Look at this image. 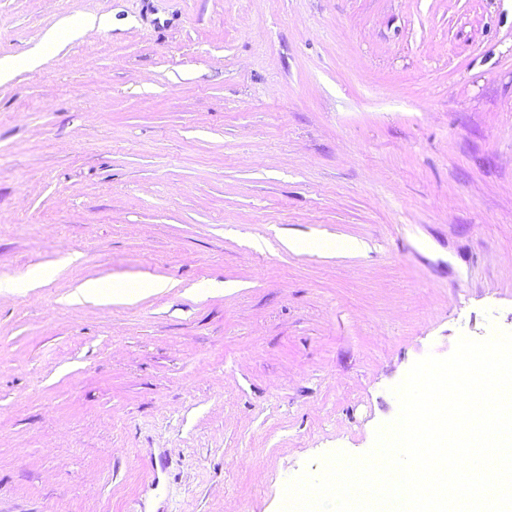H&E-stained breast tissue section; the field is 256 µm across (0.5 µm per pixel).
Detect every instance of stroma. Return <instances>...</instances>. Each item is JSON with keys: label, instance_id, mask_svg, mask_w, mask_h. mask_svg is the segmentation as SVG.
I'll return each instance as SVG.
<instances>
[{"label": "stroma", "instance_id": "1", "mask_svg": "<svg viewBox=\"0 0 512 512\" xmlns=\"http://www.w3.org/2000/svg\"><path fill=\"white\" fill-rule=\"evenodd\" d=\"M38 53L0 83V279L47 274L0 293V512H280L415 361L512 332V0H0ZM167 283L162 281H154L150 278H146L143 284H135V285H116L109 284L101 281H88L84 283L78 289L79 296H97V297H105L112 295V299L116 297H128L133 296L135 293H138L142 290H150V291H161L164 288H167Z\"/></svg>", "mask_w": 512, "mask_h": 512}]
</instances>
